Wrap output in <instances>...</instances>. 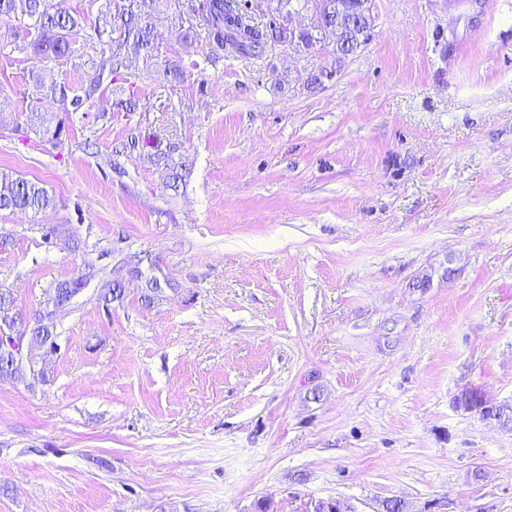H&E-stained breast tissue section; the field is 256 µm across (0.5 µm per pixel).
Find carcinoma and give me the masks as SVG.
<instances>
[{"label": "carcinoma", "mask_w": 512, "mask_h": 512, "mask_svg": "<svg viewBox=\"0 0 512 512\" xmlns=\"http://www.w3.org/2000/svg\"><path fill=\"white\" fill-rule=\"evenodd\" d=\"M314 0H272L268 10L270 19L260 25L248 15V8L242 0H102L97 8L96 18L87 21L62 5V0H0V20L14 19L25 32L22 43H12L13 49L42 64L32 72L35 101L27 107V114L0 113V130L17 127L20 118H25L30 131L36 135H49L61 144L69 135L74 120H86L85 111L102 88H111L118 81L126 82L130 67L129 51L144 52L153 57L158 49L160 35L152 19L161 7L172 12L177 21L182 39H203L207 45L204 57L206 65L217 66L224 56L258 57L266 45L281 41L286 26L277 18H286L294 11L307 10ZM91 25L96 31L100 49L96 55L85 61L97 75V84H83L73 88L67 83L46 82V67L52 63L71 60L72 36ZM356 31L344 19L320 20L315 32L304 31L295 41L297 47L309 49L318 43L332 46L336 55H345L348 43L355 40ZM164 79L170 84L184 81V69L175 60L164 64ZM44 98L61 103L68 123L59 122L55 127L45 125L42 112L36 101ZM154 159L164 164L169 187H178L182 176L168 163L169 155L157 152ZM57 206L54 195L36 182L14 178L6 173L0 175V211H31L35 214L53 210ZM87 285L83 279H68L59 282L50 299L53 309L46 319L31 331V345L44 347L56 343L52 328L60 314L70 312L72 300ZM14 298L7 290L0 289V322L11 324L15 321L12 313ZM0 380L22 381L33 384L31 376L24 369L11 368L0 364ZM458 406L466 410H477L486 417L502 412V408L489 406L481 394L465 390L455 398Z\"/></svg>", "instance_id": "cac0c4a2"}]
</instances>
